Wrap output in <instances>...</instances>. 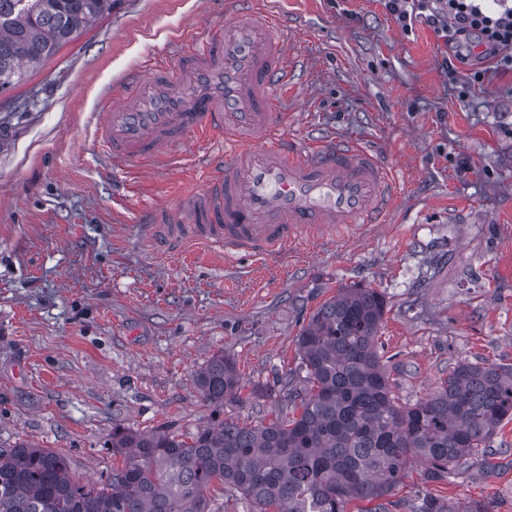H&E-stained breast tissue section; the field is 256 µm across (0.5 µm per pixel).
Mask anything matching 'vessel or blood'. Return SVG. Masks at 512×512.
Here are the masks:
<instances>
[{
  "mask_svg": "<svg viewBox=\"0 0 512 512\" xmlns=\"http://www.w3.org/2000/svg\"><path fill=\"white\" fill-rule=\"evenodd\" d=\"M194 41L177 65L148 60L124 75L95 126L103 150L138 161L166 159L193 136H224L202 190L183 193L178 213L144 215L154 245L202 244L230 260L386 223L402 188L372 150L340 137L301 148L275 133L273 91L296 68L275 16L252 0H225L223 26Z\"/></svg>",
  "mask_w": 512,
  "mask_h": 512,
  "instance_id": "b4317fda",
  "label": "vessel or blood"
}]
</instances>
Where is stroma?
<instances>
[{
  "label": "stroma",
  "instance_id": "obj_1",
  "mask_svg": "<svg viewBox=\"0 0 512 512\" xmlns=\"http://www.w3.org/2000/svg\"><path fill=\"white\" fill-rule=\"evenodd\" d=\"M258 2L299 37L289 135L374 149L404 183L397 210L359 238L266 259L156 250L141 211L202 189L217 143L115 160L95 121L119 77L148 56L176 64L224 0H118L0 96V450L31 442L104 483L123 464L113 430L187 437L213 421L192 377L222 353L243 385L225 419L268 421L282 380L303 385L302 326L353 286L386 299L378 347L398 404L463 360L512 367V72L480 59L448 73L444 38L420 20L403 29L384 0ZM430 490L512 512V420Z\"/></svg>",
  "mask_w": 512,
  "mask_h": 512
}]
</instances>
